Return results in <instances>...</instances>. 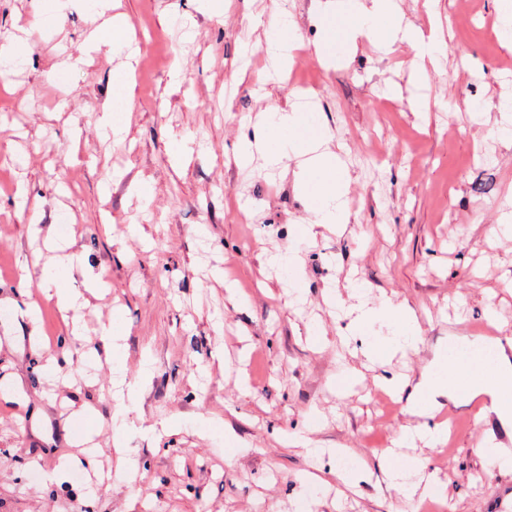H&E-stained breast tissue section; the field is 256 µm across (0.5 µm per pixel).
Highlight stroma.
<instances>
[{
    "label": "stroma",
    "mask_w": 512,
    "mask_h": 512,
    "mask_svg": "<svg viewBox=\"0 0 512 512\" xmlns=\"http://www.w3.org/2000/svg\"><path fill=\"white\" fill-rule=\"evenodd\" d=\"M397 2L424 33L441 24L439 64L421 85L410 81L417 52L401 42L381 51L362 38L356 54L319 60L316 0H115L139 56L103 50L60 77L59 63L87 44L94 0H62L50 28L38 26L35 0H0V44L20 26L33 42L0 86V512H294L306 499L315 512H419L376 467L407 419L405 400L385 401L373 370L346 395L329 386L343 351L323 292L347 294L356 280L408 301L422 342L392 362L395 372L417 375L439 343L492 315L512 337V240L488 236L512 215V137L500 108L512 101V51L493 30L496 0H468L466 10L461 0ZM277 6L296 27L287 69L267 51ZM117 73L134 93L118 146L98 130ZM296 80L310 84L352 175L351 222L304 253L307 301L297 311L261 254L287 247L308 203L291 174L269 177L259 159L247 170L236 163L243 127L267 105L296 103ZM421 97L438 108L416 111ZM185 134L208 152L178 166L171 141ZM37 225L67 232L108 285L83 309L81 337L32 285L49 261ZM316 322L328 344L310 335ZM104 323L120 338L119 360L98 335ZM63 346L67 374L95 386L53 389L45 353ZM119 383L137 393L119 430L140 459L130 477L117 472L112 445ZM72 401L98 413L97 459L111 476L93 495L80 468L63 484L46 481L78 451L65 437ZM313 408L325 417L316 440L374 464L369 483L339 491L334 459L316 467L280 442ZM457 414L453 451L428 452V465L448 482V512H494L495 499L512 494V474L486 471L477 424ZM207 418L240 448L198 432ZM162 420L176 432L145 435Z\"/></svg>",
    "instance_id": "35a3bbf8"
}]
</instances>
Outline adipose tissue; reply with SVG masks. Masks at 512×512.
<instances>
[{"label":"adipose tissue","mask_w":512,"mask_h":512,"mask_svg":"<svg viewBox=\"0 0 512 512\" xmlns=\"http://www.w3.org/2000/svg\"><path fill=\"white\" fill-rule=\"evenodd\" d=\"M321 18L338 23V42L354 48L358 38L367 37L377 45L400 41L417 46L421 58L435 60L440 44L425 38L422 29L404 22L396 0H326L320 8ZM132 105L129 85L123 75L113 79L112 100L104 108L101 129L113 142H121L125 131L123 114ZM329 132L310 115L296 107L270 106L255 130L245 132L239 143L237 161L248 166L254 154H261L268 169L291 170L296 186L309 201L310 218L301 225L298 235L285 251L271 255L266 263L276 269L291 301L302 298V258L306 246L327 232H339L349 222L344 198L350 184L349 171L331 146ZM297 159L296 168H289L290 159ZM57 256L43 272L39 282L48 297L59 307L76 310L80 297L65 288L83 262L73 250L71 241L56 242ZM325 302L341 311L347 321L337 332L340 340L361 336L366 340L364 355L370 364H386L394 358L413 354L421 341L414 308L405 301L387 296H371L369 289L352 287L348 297L328 290ZM512 340H506L499 350L492 376L479 390L491 404L497 419L512 424V358L507 350ZM459 375L457 367L449 365L446 348L434 353L430 365L417 378L392 374L381 378L380 384L395 396L407 399V421L402 425L392 448L379 458L378 465L386 477L387 489L408 501L441 497L445 483L434 475H425V460L417 448H443L448 443V431L436 421L435 413L441 401L450 397Z\"/></svg>","instance_id":"obj_1"}]
</instances>
